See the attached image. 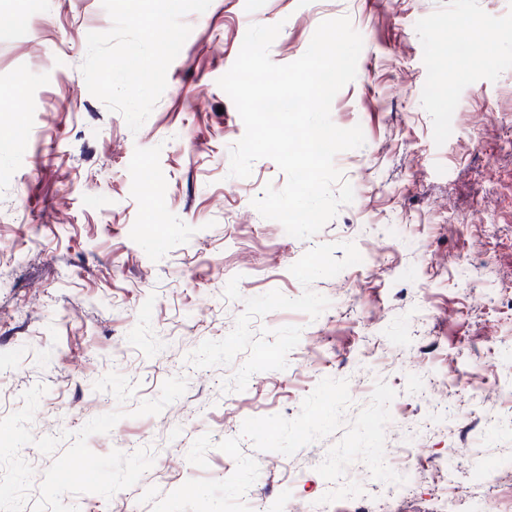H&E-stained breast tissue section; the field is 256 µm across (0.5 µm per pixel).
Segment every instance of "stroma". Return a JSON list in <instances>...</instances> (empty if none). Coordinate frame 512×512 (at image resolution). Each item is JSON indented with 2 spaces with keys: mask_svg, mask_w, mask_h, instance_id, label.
Here are the masks:
<instances>
[{
  "mask_svg": "<svg viewBox=\"0 0 512 512\" xmlns=\"http://www.w3.org/2000/svg\"><path fill=\"white\" fill-rule=\"evenodd\" d=\"M161 11L165 42L143 12ZM0 418L42 385L35 421L70 434L124 408L90 450H149L152 467L111 498L65 495L79 512H152L146 489L222 480L218 448L245 419L295 418L326 377L349 382L353 419L376 381L414 427L398 454L411 488L387 501L366 466L317 471L332 434L260 471L245 503L289 512H440L465 488L487 507L512 498V0H0ZM349 17L363 39L356 78L331 106L362 147L334 159L351 204L297 239L253 207L287 178L274 161L229 177L244 124L218 79L250 25L281 23L287 64L318 25ZM320 341L307 347L304 338ZM125 403L94 389L109 372ZM449 417L423 398L449 374ZM183 396L138 417L163 382ZM21 457L45 473L54 455ZM453 466L455 481L440 476Z\"/></svg>",
  "mask_w": 512,
  "mask_h": 512,
  "instance_id": "stroma-1",
  "label": "stroma"
}]
</instances>
